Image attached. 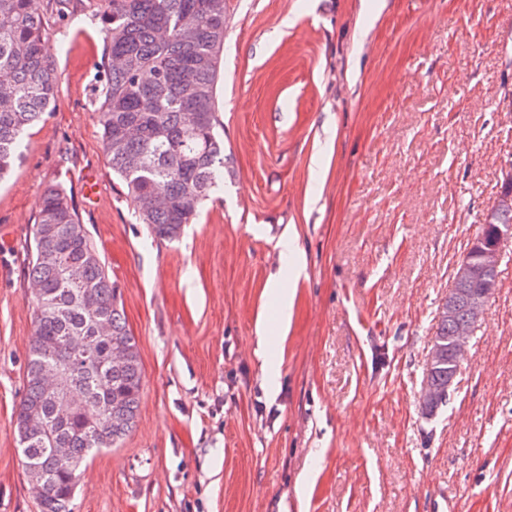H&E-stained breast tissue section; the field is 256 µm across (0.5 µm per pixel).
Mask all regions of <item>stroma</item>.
<instances>
[{"label": "stroma", "mask_w": 512, "mask_h": 512, "mask_svg": "<svg viewBox=\"0 0 512 512\" xmlns=\"http://www.w3.org/2000/svg\"><path fill=\"white\" fill-rule=\"evenodd\" d=\"M227 3L224 182L169 241L102 147L97 0H38L59 97L0 183V512H39L14 420L27 248L55 183L142 364L135 425L74 512H512V242L447 405L420 406L436 310L512 168V0ZM291 233L306 269L261 356Z\"/></svg>", "instance_id": "1"}]
</instances>
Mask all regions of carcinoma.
<instances>
[{"label": "carcinoma", "instance_id": "1", "mask_svg": "<svg viewBox=\"0 0 512 512\" xmlns=\"http://www.w3.org/2000/svg\"><path fill=\"white\" fill-rule=\"evenodd\" d=\"M31 2L0 0V179L14 168L26 129L59 91L56 49ZM100 2L102 144L142 223L173 240L224 179L216 86L227 0ZM505 226H512V203L502 202L487 213L475 240L490 245ZM32 233L35 329L16 412L18 452L41 512H72L89 463L134 425L142 365L118 289L63 185L47 189ZM473 288L455 279L438 309L432 346L443 356L427 368L429 386L446 389L459 372L448 352L469 324ZM116 344L125 351L117 366Z\"/></svg>", "mask_w": 512, "mask_h": 512}]
</instances>
